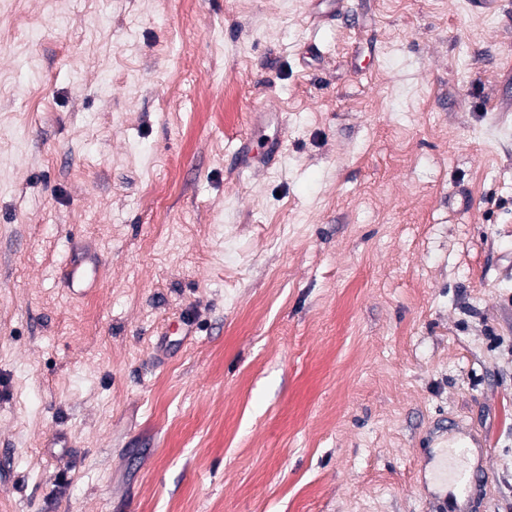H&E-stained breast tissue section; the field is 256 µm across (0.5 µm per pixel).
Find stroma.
<instances>
[{"label": "stroma", "instance_id": "stroma-1", "mask_svg": "<svg viewBox=\"0 0 512 512\" xmlns=\"http://www.w3.org/2000/svg\"><path fill=\"white\" fill-rule=\"evenodd\" d=\"M310 4L0 0V512H512V0ZM440 475L439 497L434 499L436 510L433 512H447L448 499L457 501L459 497L469 492L479 478L478 472L458 467L454 457L448 455L441 462Z\"/></svg>", "mask_w": 512, "mask_h": 512}]
</instances>
